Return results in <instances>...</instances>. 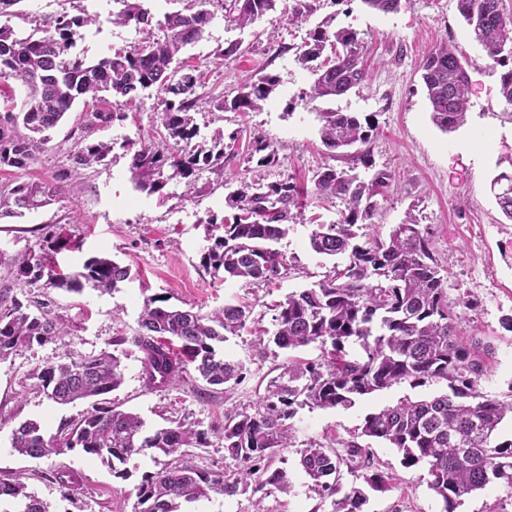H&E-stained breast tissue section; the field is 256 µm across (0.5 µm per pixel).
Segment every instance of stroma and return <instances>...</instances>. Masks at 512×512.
I'll return each instance as SVG.
<instances>
[{
  "label": "stroma",
  "mask_w": 512,
  "mask_h": 512,
  "mask_svg": "<svg viewBox=\"0 0 512 512\" xmlns=\"http://www.w3.org/2000/svg\"><path fill=\"white\" fill-rule=\"evenodd\" d=\"M288 0H279L268 13L244 30L227 29L223 10L203 39L187 47L183 57L201 75L197 89L211 98L236 88L247 76L260 71L280 77V84L263 109L257 112L202 111L196 116L203 137L216 133L237 135L236 153L227 157L222 175L203 174L200 193L184 194L169 185L162 193L136 191L129 172L124 139L160 140V107L155 92L137 96L125 106L126 118L96 132L99 140L114 142L106 164L78 170L75 196L26 212L21 217L0 216V250L7 255L38 251V230L53 225L56 232L75 240L72 249L58 251L55 261L74 270L93 256H108L129 267V278L118 290L103 293L91 287L69 293L11 282V294L22 302H43L51 314L66 315L70 340L81 353L107 351L118 355L123 369L120 387L106 397L117 409L137 413L150 427L181 422L196 430L222 424L228 409L254 411L269 380L278 376L289 359L317 360L318 345L291 352L270 345L259 346L258 332L272 326V307L288 293L323 280L343 257L329 258L309 245L314 218L328 222L336 208L310 202L300 223L276 244L285 258L280 276L264 286L225 279L223 272L206 266V230L200 217L224 214L227 194L250 177L247 146L250 136L274 142L278 162L268 180L286 176L310 183L314 171L328 163L348 167L345 159H332L320 140L315 103L304 97L313 81L310 69L295 60V47L306 36L305 28H291L284 12ZM112 0H19L5 17L16 35L32 33L45 19L78 9L98 15L101 24L90 27L76 49L87 60L110 56L118 48L147 38V31L112 25ZM333 18L335 26L353 27L362 33L371 61L369 81L361 89L331 101V108L369 116L376 131L368 145L374 169L399 174L400 179L379 203L375 223L356 229L359 240L388 236L407 213L429 225L435 257L443 269L450 302L460 295L476 298L475 309L464 311V327L492 348L479 390L502 401L512 400V221L499 210L490 182L499 173H512V105L498 94L502 68L490 60L462 22L456 0H404L399 11L380 13L362 0H320L313 22ZM458 46L470 77V105L464 125L456 131H440L430 120L429 103L418 65L440 41ZM239 43L236 54L217 61V46ZM86 108L75 104L35 164L31 179H48L61 166L74 143L70 133L83 121ZM169 297L171 304L209 313L225 302L250 305L246 328L227 335L226 354L246 369L241 382L228 390L214 389L188 372L177 384L150 390L141 374V354L129 338L138 329L146 296ZM64 350L58 344L20 348L0 363V481L22 479L50 512H133L135 487L144 473L162 468L167 456L148 452L132 459L126 477L113 475L98 458L73 451L43 459L19 456L11 447V431L19 422L39 420L50 431L64 419L90 409V402L60 406L33 388L29 378L38 365L59 361ZM445 384L412 387L402 383L363 398L351 407L297 409L291 419L292 444L280 449L274 464L286 469L289 493H275L264 500L252 494H213L185 504L184 512H332L330 500L311 488L302 471L299 451L310 443L344 450L359 433L367 414L403 399L430 398L444 393ZM369 456L375 467L389 473L386 491H373L363 512H443L442 500L430 489L424 467H404L401 457L386 443L371 441ZM184 464L204 470L232 473L236 463L225 456L224 443L210 438L207 447L184 448L178 454ZM74 471L75 488H61L58 470Z\"/></svg>",
  "instance_id": "35a3bbf8"
}]
</instances>
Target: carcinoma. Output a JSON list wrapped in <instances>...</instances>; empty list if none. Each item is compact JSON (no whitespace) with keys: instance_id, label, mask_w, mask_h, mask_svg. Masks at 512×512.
<instances>
[{"instance_id":"1","label":"carcinoma","mask_w":512,"mask_h":512,"mask_svg":"<svg viewBox=\"0 0 512 512\" xmlns=\"http://www.w3.org/2000/svg\"><path fill=\"white\" fill-rule=\"evenodd\" d=\"M278 0H220L224 23L243 30L276 9ZM112 24L156 26L158 35L131 49L89 62L73 52L84 31L98 16L60 14L44 25V35L19 38L0 25V77L21 81L29 90L22 111L0 115V171L16 174L0 185V216H19L48 206L70 194L72 172L106 162L114 143L96 140L92 133L122 121L126 106L142 91L155 90L162 110L163 145L126 140L121 144L130 157L131 180L140 192H161L169 183H182L185 194L197 191L204 172L224 171L227 152L237 136L218 134L199 142L195 111L209 108L226 112H255L280 83L266 72L247 77L230 98L206 100L196 94L201 75L180 66L179 56L201 40L212 20L205 8L211 0H190L185 10L168 12L153 21L142 0H113ZM319 0H292L288 25L310 22ZM457 11L489 58L499 65L512 59V15L502 0H457ZM322 59L312 69L310 100L348 94L369 79L360 32L350 27L331 28L322 21L308 29L297 48L295 61L305 64ZM431 120L441 131L453 132L465 120L469 103V78L463 56L444 40L420 62ZM113 99L108 109L86 113L82 135L71 151V164L59 168L50 180H23L50 141L48 132L58 126L73 105ZM323 145L336 157L352 156L369 166L363 149L374 127L368 117L355 112L320 110ZM251 180L225 198L231 214L210 213L198 220L209 227L204 260L224 276L251 284H267L284 267V257L273 243L285 237L305 206L303 188L287 177L268 181L262 171L277 164V149L257 136L248 144ZM396 174L378 170L365 180L355 168L326 164L312 176L313 195L342 204L337 219L315 225L309 236L320 255L348 256L344 268L311 288L292 292L275 305L268 341L284 350L317 344L322 359L288 363L270 380L259 407L252 413L224 414V424L199 431L181 423L148 429L136 413L99 402L92 411L61 422L53 433L33 419L12 430L11 448L31 459L81 451L106 463L124 476V465L148 450L171 456L182 448L207 444L208 433L224 441V452L239 462L233 474L168 463L144 474L135 488L134 512H183L182 505L210 493L235 495L248 491L262 501L275 492L291 489L285 470L273 467L277 449L288 447V424L298 407L334 409L351 407L357 400L394 385L413 387L444 383L447 392L432 398L404 399L365 416L360 436L379 439L401 454L406 468H427L429 487L441 498L444 512H455L461 501L491 485L510 491L512 498V438L500 436L501 424L512 414V402L484 396L478 384L486 373L491 348L465 342L463 318L452 311L444 276L433 257L430 227L409 215L393 226L388 237L355 242L354 228L372 224L378 214L376 197L394 186ZM502 213L512 221V174L491 182ZM46 247L38 254L27 251L6 257L0 251V281L24 279L30 285L80 292L89 285L111 292L127 280L129 269L110 257H92L69 273L53 261L55 249L71 243L51 226L41 228ZM0 289V362L18 349L49 343L65 348L63 359L35 368L30 377L46 398L66 406L107 395L122 383L120 358L108 352L82 354L70 349V321L60 314H33ZM158 295L143 300L132 344L142 353L145 386L163 388L180 381L192 368L210 386L238 383L243 364L224 356V333L235 334L250 320L248 307L226 303L210 314L194 308L166 305ZM356 343L361 354L346 357L345 347ZM366 470L363 480L376 491L388 488L392 476L372 467L368 449L352 441L341 455L333 448L311 443L301 450L300 464L314 490L332 499L333 512H362L367 502L363 489L341 492L340 465ZM342 497H337L338 493ZM0 512H49L46 503L20 479L0 482Z\"/></svg>"}]
</instances>
